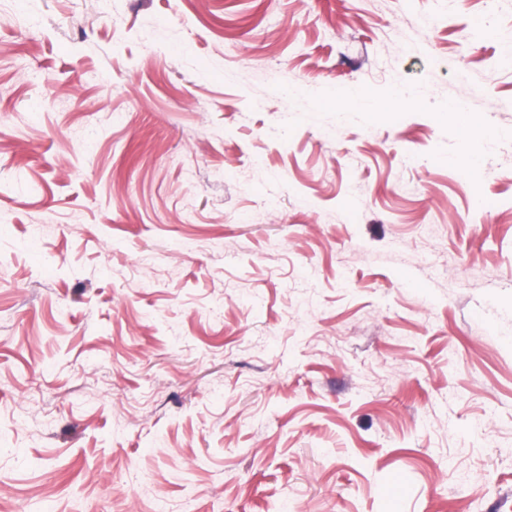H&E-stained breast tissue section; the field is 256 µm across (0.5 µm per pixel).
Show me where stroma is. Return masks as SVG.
I'll return each instance as SVG.
<instances>
[{"label":"stroma","instance_id":"obj_1","mask_svg":"<svg viewBox=\"0 0 512 512\" xmlns=\"http://www.w3.org/2000/svg\"><path fill=\"white\" fill-rule=\"evenodd\" d=\"M511 36L0 0V512H512Z\"/></svg>","mask_w":512,"mask_h":512}]
</instances>
